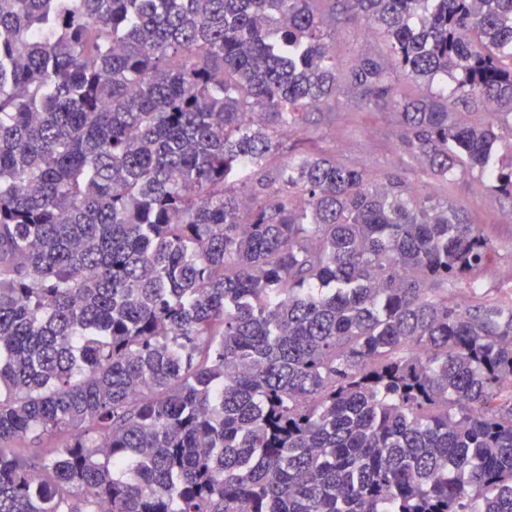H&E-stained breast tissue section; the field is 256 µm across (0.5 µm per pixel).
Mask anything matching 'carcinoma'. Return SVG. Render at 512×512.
<instances>
[{
  "label": "carcinoma",
  "mask_w": 512,
  "mask_h": 512,
  "mask_svg": "<svg viewBox=\"0 0 512 512\" xmlns=\"http://www.w3.org/2000/svg\"><path fill=\"white\" fill-rule=\"evenodd\" d=\"M343 102L512 201V0H0V512H512L496 245L299 149ZM341 20L336 22V35H332L333 53L336 64L343 70L351 67L359 53H383L386 43L383 39L367 36L363 23L357 19L344 20L343 15H337Z\"/></svg>",
  "instance_id": "obj_1"
}]
</instances>
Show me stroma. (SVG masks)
Returning a JSON list of instances; mask_svg holds the SVG:
<instances>
[{"label":"stroma","instance_id":"35a3bbf8","mask_svg":"<svg viewBox=\"0 0 512 512\" xmlns=\"http://www.w3.org/2000/svg\"><path fill=\"white\" fill-rule=\"evenodd\" d=\"M332 41L336 63L344 70L351 67L357 54L386 50L385 41L368 36L362 22L356 19L337 22ZM306 128L308 148H335L339 162L363 164L375 180L394 172L415 186H430L437 200L463 207L498 245L493 259L479 276L482 293H512V201L481 187L471 177L448 184L431 181L415 157L393 149L392 135L397 126L389 109L349 108L332 119L315 110L309 114Z\"/></svg>","mask_w":512,"mask_h":512}]
</instances>
